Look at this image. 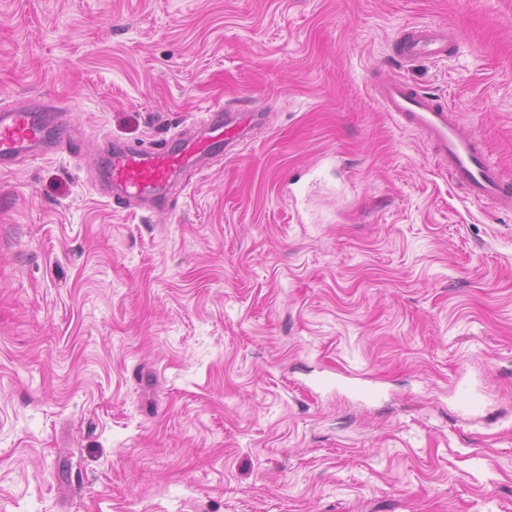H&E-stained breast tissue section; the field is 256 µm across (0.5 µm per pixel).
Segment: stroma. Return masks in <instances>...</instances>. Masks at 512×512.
Here are the masks:
<instances>
[{"instance_id":"stroma-1","label":"stroma","mask_w":512,"mask_h":512,"mask_svg":"<svg viewBox=\"0 0 512 512\" xmlns=\"http://www.w3.org/2000/svg\"><path fill=\"white\" fill-rule=\"evenodd\" d=\"M418 23L459 48L394 59ZM388 74L512 177V0H0V104L70 126L0 167V512H512V213ZM231 103L170 213L96 190ZM373 91L386 112L433 146L438 166L471 199L512 212V180L486 157L477 136L461 125L455 111L435 94L392 75L383 77Z\"/></svg>"}]
</instances>
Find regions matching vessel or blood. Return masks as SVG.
Instances as JSON below:
<instances>
[{"mask_svg":"<svg viewBox=\"0 0 512 512\" xmlns=\"http://www.w3.org/2000/svg\"><path fill=\"white\" fill-rule=\"evenodd\" d=\"M457 42L456 34L447 28L418 24L396 39L395 49L398 57L406 60L441 61L447 59ZM373 91L386 112L419 132L433 146L439 167L471 199L512 212V180L504 178L499 166L486 157L476 135L461 125L455 111L435 94L392 75L383 77ZM48 109V104L41 101L30 108L0 107V165L57 148L66 140L68 130L63 126L57 128L54 138H47L39 115ZM239 134L240 129L229 114L218 109L210 115L206 134H182L170 149L145 152L128 146L115 151L107 156V184L100 192L108 194L114 184L121 189L118 201L122 205L135 206L149 198L154 211L167 210L176 174L206 161L216 143H232Z\"/></svg>","mask_w":512,"mask_h":512,"instance_id":"1","label":"vessel or blood"}]
</instances>
